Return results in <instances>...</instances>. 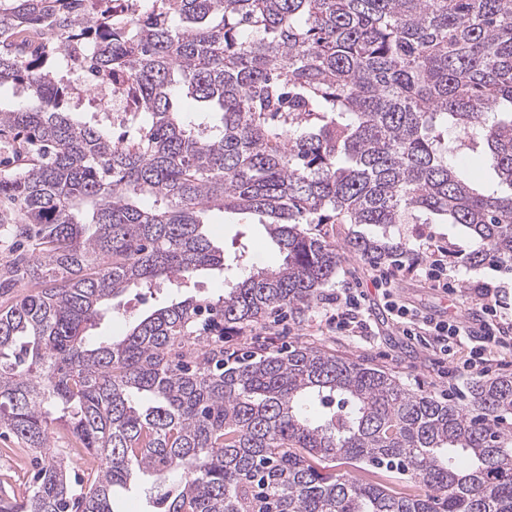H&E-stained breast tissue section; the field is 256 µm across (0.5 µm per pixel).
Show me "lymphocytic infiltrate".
I'll return each instance as SVG.
<instances>
[{
  "label": "lymphocytic infiltrate",
  "mask_w": 512,
  "mask_h": 512,
  "mask_svg": "<svg viewBox=\"0 0 512 512\" xmlns=\"http://www.w3.org/2000/svg\"><path fill=\"white\" fill-rule=\"evenodd\" d=\"M491 275L472 285L471 298L481 313L477 332H468L463 321L442 319L394 297L392 290L398 278L408 275L420 278L449 298L455 297L459 282L448 272V252L438 249L425 258L407 264L394 262L392 267L374 274L372 285L384 300V308L398 331L423 345H434L438 358L437 374L454 378L461 372L484 370L491 348L504 345L506 330H512V263L489 259ZM333 311L329 316L338 333L351 336L371 335L373 328L365 316V291H339L327 298ZM473 335L475 344L462 364L449 365L461 336Z\"/></svg>",
  "instance_id": "lymphocytic-infiltrate-1"
}]
</instances>
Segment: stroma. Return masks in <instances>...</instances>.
<instances>
[{
	"instance_id": "stroma-1",
	"label": "stroma",
	"mask_w": 512,
	"mask_h": 512,
	"mask_svg": "<svg viewBox=\"0 0 512 512\" xmlns=\"http://www.w3.org/2000/svg\"><path fill=\"white\" fill-rule=\"evenodd\" d=\"M208 230L218 245L226 252H234L240 241L250 245L252 262L258 265H276L282 258L277 246L266 233L263 225L249 223L247 216L231 213H213ZM400 237L405 244L406 260L419 257L423 247L443 246L448 250V269L460 281L455 300H448L440 292L429 288L423 280L405 277L395 283V296L423 311L448 313L468 321L475 312L470 301V283L484 277L486 266H473L467 260L473 243L461 226L455 224H404ZM373 270L369 261L350 254L336 272L335 287L360 288L366 291L369 319L380 329L377 336L363 340L357 336H339L327 323L326 306L315 303L306 312L303 321L288 320L283 324L285 342L289 344L316 343L336 350L338 355L353 360H363L384 367L399 377L416 392L441 400H452L461 406L469 404V387L474 382L472 374L460 376L457 385H450L437 375V367L430 350L419 341L402 336L387 319L383 302L371 284ZM169 288L153 290L139 295L135 292L116 298L112 310L96 326L94 333L103 337L123 335L129 323L142 313L172 298ZM18 443L14 437L0 435V489L9 494L23 495L32 480L31 458H17Z\"/></svg>"
}]
</instances>
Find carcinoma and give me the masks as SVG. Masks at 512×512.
<instances>
[{
    "mask_svg": "<svg viewBox=\"0 0 512 512\" xmlns=\"http://www.w3.org/2000/svg\"><path fill=\"white\" fill-rule=\"evenodd\" d=\"M124 2L0 0V85L29 93L0 109L18 161L0 170V290L31 287L0 309V431L38 464L0 512H118L144 478L153 512H512V376L473 382L466 409L322 345L224 346L304 317L345 254H402L397 224H457L470 264L512 262V0H145L131 18ZM76 68L125 102L133 139L72 118ZM472 155L491 187L468 181ZM215 210L268 225L282 262L226 255ZM302 224L379 232L338 247ZM233 268L216 298L90 335L132 287ZM53 423L99 460L87 477ZM51 437V443L54 446V448L60 449L67 456V460L69 462V466L71 469V474H82V472L87 467L88 459L93 457L84 449L83 450L85 452V457L87 459L86 463H84L83 459L79 460L73 457L68 450V448H70L69 444L71 441L70 434L62 426L56 424L53 425Z\"/></svg>",
    "mask_w": 512,
    "mask_h": 512,
    "instance_id": "carcinoma-1",
    "label": "carcinoma"
}]
</instances>
